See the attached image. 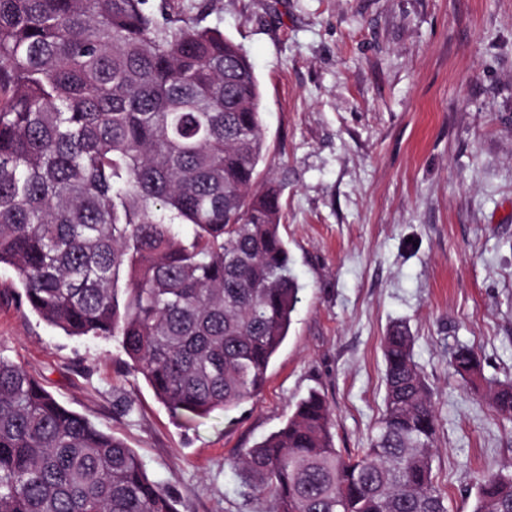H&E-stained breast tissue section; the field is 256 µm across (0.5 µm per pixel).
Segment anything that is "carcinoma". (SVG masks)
<instances>
[{
    "label": "carcinoma",
    "instance_id": "obj_1",
    "mask_svg": "<svg viewBox=\"0 0 512 512\" xmlns=\"http://www.w3.org/2000/svg\"><path fill=\"white\" fill-rule=\"evenodd\" d=\"M206 7L170 0H0V266L28 307L73 337L119 336L174 414L254 401L300 285L251 62ZM403 324L384 337V414L345 456L312 391L238 460L270 512H448L437 416ZM474 384L473 350L450 357ZM512 419V382L489 389ZM0 512H178L137 453L0 358ZM471 512H512V470Z\"/></svg>",
    "mask_w": 512,
    "mask_h": 512
}]
</instances>
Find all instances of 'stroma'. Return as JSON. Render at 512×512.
<instances>
[{
	"label": "stroma",
	"instance_id": "1",
	"mask_svg": "<svg viewBox=\"0 0 512 512\" xmlns=\"http://www.w3.org/2000/svg\"><path fill=\"white\" fill-rule=\"evenodd\" d=\"M248 53L261 93L262 177L302 286L254 402L186 421L130 369L119 337H72L0 267V356L140 456L178 512H267L233 463L309 390L333 409L342 453L384 410L383 338L401 321L433 390V472L448 512L512 464V0H215L206 19ZM473 349L483 382L451 352ZM130 401L132 412L122 403ZM489 398L501 416L512 419V382L490 386Z\"/></svg>",
	"mask_w": 512,
	"mask_h": 512
}]
</instances>
